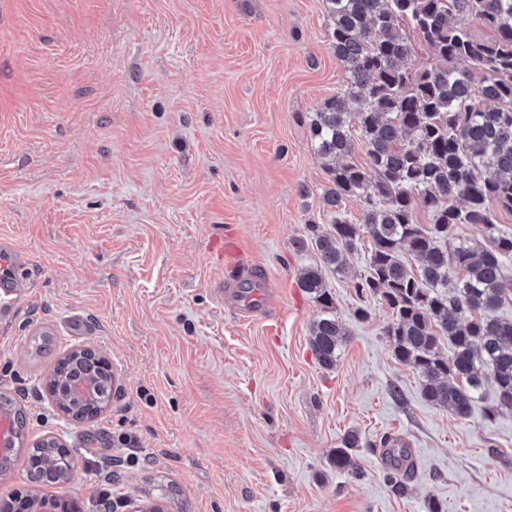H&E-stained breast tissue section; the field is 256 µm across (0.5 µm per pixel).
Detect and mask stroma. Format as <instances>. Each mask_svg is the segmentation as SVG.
Segmentation results:
<instances>
[{
  "mask_svg": "<svg viewBox=\"0 0 512 512\" xmlns=\"http://www.w3.org/2000/svg\"><path fill=\"white\" fill-rule=\"evenodd\" d=\"M328 31L324 0H0V243L25 262L0 393L27 443L62 433L74 463L44 486L16 459L0 507L512 512V412L486 418L490 383L465 418L422 398L387 306L354 288L369 240L326 276L349 332L336 368L310 350L321 309L297 279L320 260L309 225L331 216L309 117L344 81ZM227 236L281 290L249 323L217 294ZM82 346L109 355L116 385L94 422L68 424L40 380ZM350 430L359 480L331 463ZM385 436L415 462L403 498L383 481Z\"/></svg>",
  "mask_w": 512,
  "mask_h": 512,
  "instance_id": "35a3bbf8",
  "label": "stroma"
}]
</instances>
